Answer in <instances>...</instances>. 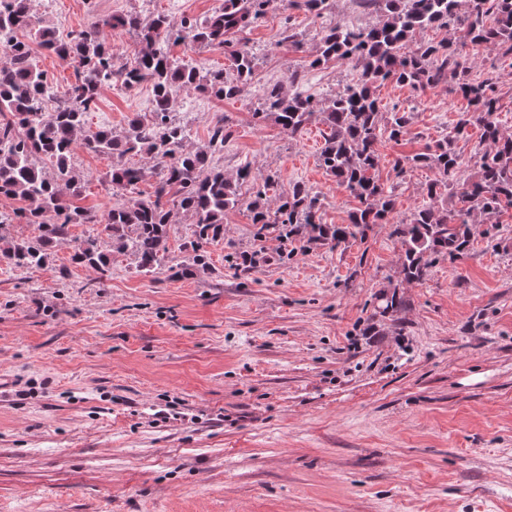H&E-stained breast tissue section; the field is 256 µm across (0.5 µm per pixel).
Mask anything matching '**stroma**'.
I'll return each mask as SVG.
<instances>
[{"instance_id": "stroma-1", "label": "stroma", "mask_w": 512, "mask_h": 512, "mask_svg": "<svg viewBox=\"0 0 512 512\" xmlns=\"http://www.w3.org/2000/svg\"><path fill=\"white\" fill-rule=\"evenodd\" d=\"M217 0H31L60 35L107 14L167 13L198 20ZM355 0L322 16L274 5L237 42L258 64L252 95H179L174 117L201 147L217 119L230 136L212 163L273 176L272 194L296 182L318 192L323 223H347L355 202L319 164L326 128L288 134L256 120L258 89L298 71L322 99L357 81L349 62L316 64L331 27L377 23ZM302 44L283 42L284 26ZM471 76L493 78L495 119L512 136V60L470 47ZM382 112L411 114L406 134L382 139L376 174L396 187L395 221L409 219L437 171L396 177V159L425 152L466 111L461 95L375 84ZM150 83L102 91L85 134L150 120ZM74 203L102 211L113 194L108 157L75 148ZM242 206L207 244L209 268L179 269L194 226L179 213L154 274L116 252L106 271L74 263L97 235L75 224L43 267L0 265V512H512V210L494 235L470 232L463 254L430 256L408 283L393 224L369 225L338 247L296 248L257 237ZM269 261L241 276V251ZM396 306L379 309L380 295Z\"/></svg>"}]
</instances>
